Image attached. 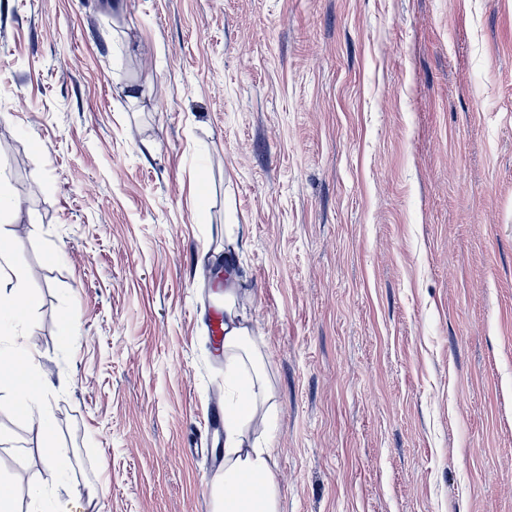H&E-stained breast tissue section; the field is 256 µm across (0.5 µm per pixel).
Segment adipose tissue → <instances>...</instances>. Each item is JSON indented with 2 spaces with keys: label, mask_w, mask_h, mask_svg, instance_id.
Listing matches in <instances>:
<instances>
[{
  "label": "adipose tissue",
  "mask_w": 512,
  "mask_h": 512,
  "mask_svg": "<svg viewBox=\"0 0 512 512\" xmlns=\"http://www.w3.org/2000/svg\"><path fill=\"white\" fill-rule=\"evenodd\" d=\"M241 232L240 225H225L224 266L213 275L224 287V398L230 406L224 416V467L214 491L216 512H282L274 450L268 439L255 435L257 426L272 422L275 393L267 375L265 340L241 303L245 278L232 259ZM36 364L28 352L1 349L0 386L10 390L14 404L44 439V467L59 471L65 456L48 443V415L25 380Z\"/></svg>",
  "instance_id": "obj_1"
}]
</instances>
